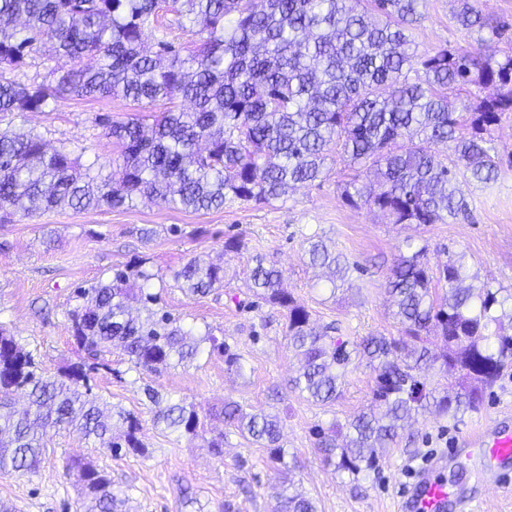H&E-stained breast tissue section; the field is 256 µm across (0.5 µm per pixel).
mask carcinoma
I'll return each instance as SVG.
<instances>
[{"instance_id":"obj_1","label":"carcinoma","mask_w":512,"mask_h":512,"mask_svg":"<svg viewBox=\"0 0 512 512\" xmlns=\"http://www.w3.org/2000/svg\"><path fill=\"white\" fill-rule=\"evenodd\" d=\"M457 25L471 33H497L476 5L458 0ZM419 0H173L174 19L158 23L159 0H0V120L38 112L51 101L112 97L170 107L151 133L132 119L109 126L121 145L116 165L84 166L64 149H52L33 129L0 128V209L22 216L59 208H120L147 198L165 206L208 211L228 198L268 202L296 184L323 178L331 146L363 168L341 197L367 205L393 224H443L465 209L459 179L488 185L499 176L497 149L484 136L512 112V53L497 58L479 45L408 52L406 34ZM190 25L201 37L194 49L168 39L167 30ZM41 54L43 77L27 73ZM93 61L82 64L83 59ZM495 87L469 118L471 133L450 96L464 87ZM448 144L441 159L431 144ZM309 263L329 271L331 284L348 266L322 241L309 244ZM256 295L286 311L288 342L300 359L293 388L316 402L340 395L341 379L361 353L377 371L373 403L345 433L318 430L323 462L338 471L370 467L403 423L434 410L454 421L476 409L484 387L512 364V310L487 284H465L463 257L450 255L432 268L427 245L402 255L388 291L404 335L368 337L359 343L315 331L310 314L281 288L283 272L261 255L252 257ZM155 278L146 269H117L112 280L83 289V304L68 312L74 340L86 354L51 375L33 355L0 330V472H28L39 464V428L75 427L100 448L142 452L138 419L93 393L91 382L104 356L118 349L136 369L155 370L196 357L202 343L224 355L225 370L240 373L242 356L210 331L195 339L179 319L152 306L160 295L145 291ZM176 285L204 296L224 284V261L193 259L173 274ZM447 294L435 297L433 281ZM139 300L145 314L132 315ZM441 339L446 351L424 345ZM439 365L459 380L437 396L418 375ZM28 401L11 406L9 394ZM156 419L196 438L203 430L196 406L162 403ZM224 422L284 463L277 416L224 404ZM123 433L112 434L114 420ZM81 475L89 503L84 512H120L106 474L85 463ZM279 512H316L294 489Z\"/></svg>"}]
</instances>
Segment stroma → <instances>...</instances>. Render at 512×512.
<instances>
[{"label": "stroma", "mask_w": 512, "mask_h": 512, "mask_svg": "<svg viewBox=\"0 0 512 512\" xmlns=\"http://www.w3.org/2000/svg\"><path fill=\"white\" fill-rule=\"evenodd\" d=\"M456 7V0H419L421 18L410 31L418 53L471 41L454 23ZM139 111L136 103L120 98H73L26 113L22 123L40 131L50 147L72 151L81 163H105L120 154L106 122H124ZM490 133L499 178L488 187L460 182L469 208L445 224H391L368 206L347 205L340 186L355 170L336 153L323 181L296 187L271 203L232 200L219 210L195 212L140 199L125 208L57 209L0 223V328L47 372H60L84 357L67 319L77 289L108 281L113 269L140 261L153 274L148 288L161 295L164 310L194 334L209 330L234 345L243 365L241 373L227 372L223 356L206 343L193 362L155 372L132 368L113 351L107 357L112 370L97 376L94 391L137 417L144 453L115 456L78 431L47 429L35 471L0 472V503L13 512H78L82 481L78 472L63 469L66 460L77 459L111 478L113 491L126 500L123 512H276L288 478L315 502L317 512H397L414 489L415 470L433 455L448 453L452 459L443 478L471 495L470 502L451 503L448 512H512V463L499 469L496 490L481 481L476 458L455 452L459 438L478 424L512 412V371L486 388L482 403L461 422L451 424L434 413L415 416L372 467L356 475L337 471L322 464L315 430L345 427L368 409L374 371L364 363L349 369L340 397L327 405L291 390L300 363L288 348L285 312L249 289L251 258L263 254L283 269L285 290L309 311L317 331L333 327L353 341L396 337L401 329L386 285L395 260L411 243L427 246L433 267L449 253L462 254L475 284L512 295V114ZM51 236L57 239L52 247ZM231 236L241 240L240 252L225 253L224 241ZM312 239L345 257L344 285L331 288L321 269L308 266L305 251ZM218 257L225 268L219 293L193 297L176 287L175 270L192 259ZM149 387L163 399L196 405L204 437L223 434V456L212 455L204 437L158 424L145 393ZM227 401L279 415L280 444L297 462L293 474H285L267 449L209 416V409Z\"/></svg>", "instance_id": "stroma-1"}]
</instances>
